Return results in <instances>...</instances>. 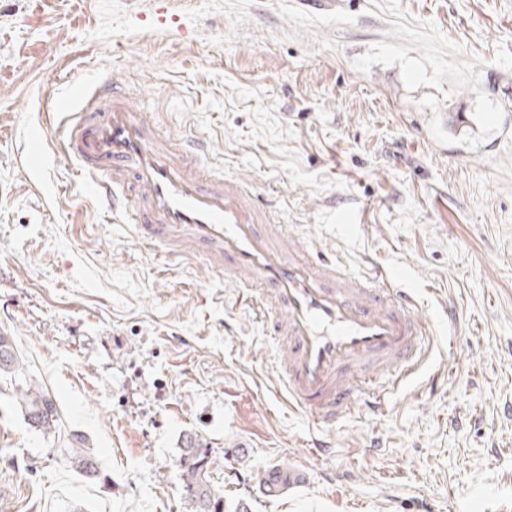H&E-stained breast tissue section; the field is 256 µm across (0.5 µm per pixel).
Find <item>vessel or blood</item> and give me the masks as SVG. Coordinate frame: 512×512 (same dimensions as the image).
I'll return each mask as SVG.
<instances>
[{"instance_id": "b4317fda", "label": "vessel or blood", "mask_w": 512, "mask_h": 512, "mask_svg": "<svg viewBox=\"0 0 512 512\" xmlns=\"http://www.w3.org/2000/svg\"><path fill=\"white\" fill-rule=\"evenodd\" d=\"M52 119L63 154L100 203L117 210L138 200L133 225L143 245L168 255L190 243L213 247L214 276L262 287L252 305L285 349L277 370L294 409L335 421L380 408L422 358L429 330L395 277L354 273L269 232L248 184L203 181L201 147L161 142L120 88L80 90Z\"/></svg>"}]
</instances>
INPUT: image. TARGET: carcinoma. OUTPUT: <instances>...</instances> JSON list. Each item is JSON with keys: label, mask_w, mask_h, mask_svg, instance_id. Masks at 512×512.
<instances>
[{"label": "carcinoma", "mask_w": 512, "mask_h": 512, "mask_svg": "<svg viewBox=\"0 0 512 512\" xmlns=\"http://www.w3.org/2000/svg\"><path fill=\"white\" fill-rule=\"evenodd\" d=\"M19 366L11 339L0 336V370L9 371ZM22 412L34 428L50 429L58 421V409L55 402L44 391L30 388L20 396ZM76 468L86 477L96 476L98 466L83 449H73ZM182 475L186 492L195 506V512H248V506L237 501L229 506L224 495L214 485L212 465L214 461L211 449L203 440L188 438L183 445L181 458ZM300 482L299 475L279 466L264 470L260 478L266 492L275 496L288 491V488Z\"/></svg>", "instance_id": "carcinoma-1"}]
</instances>
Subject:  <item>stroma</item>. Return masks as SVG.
Instances as JSON below:
<instances>
[{
  "label": "stroma",
  "instance_id": "obj_1",
  "mask_svg": "<svg viewBox=\"0 0 512 512\" xmlns=\"http://www.w3.org/2000/svg\"><path fill=\"white\" fill-rule=\"evenodd\" d=\"M170 8L160 28L152 0H0V335L22 361L0 372V512H194L191 436L250 512H512V0ZM106 79L297 243L416 289L432 343L379 411L293 410L237 288L97 204L49 113ZM31 384L52 429L18 406ZM274 465L300 483L267 495ZM22 412L34 428L51 429L58 421L55 402L43 390L29 388L20 396Z\"/></svg>",
  "mask_w": 512,
  "mask_h": 512
}]
</instances>
